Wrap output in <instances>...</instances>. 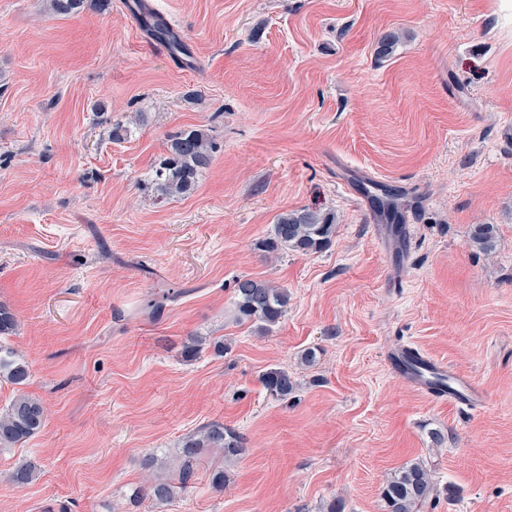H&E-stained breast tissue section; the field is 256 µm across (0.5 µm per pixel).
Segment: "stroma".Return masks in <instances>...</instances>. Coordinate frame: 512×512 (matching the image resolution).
I'll return each instance as SVG.
<instances>
[{"label":"stroma","mask_w":512,"mask_h":512,"mask_svg":"<svg viewBox=\"0 0 512 512\" xmlns=\"http://www.w3.org/2000/svg\"><path fill=\"white\" fill-rule=\"evenodd\" d=\"M54 14L0 0V302L45 428L0 449V512H386L423 461L421 512H512V33L499 0H145L188 48L163 55L129 6ZM399 32L387 57L381 36ZM128 129L109 139L114 123ZM191 128L212 161L187 196L150 186ZM403 192L380 244L365 183ZM336 217L313 253L260 249L279 214ZM493 224L485 253L471 241ZM287 289L272 331L238 321L236 279ZM183 289L156 319L140 307ZM201 352L185 358L189 338ZM224 341V354L213 345ZM411 344L471 377L481 410L433 403L386 367ZM313 362H305L306 351ZM283 368L288 398L261 383ZM219 423L187 488L184 438ZM23 461L39 468L18 487ZM223 487H214V471ZM261 382L270 395L280 399L288 398L296 388L295 379L281 368L266 370L261 375ZM200 448H223L224 453L229 456H238L243 452L240 436L230 429L224 428V425L213 423L202 431L199 437L188 436L183 441L181 447L182 456L187 459V463L180 470V486H174L167 483H157L152 486V496L159 502H168L176 493V488L184 489L192 477L193 470L189 462L198 453ZM436 496L431 470L420 461L406 463L382 489L388 512H415Z\"/></svg>","instance_id":"obj_1"}]
</instances>
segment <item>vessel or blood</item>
Instances as JSON below:
<instances>
[{"instance_id":"b4317fda","label":"vessel or blood","mask_w":512,"mask_h":512,"mask_svg":"<svg viewBox=\"0 0 512 512\" xmlns=\"http://www.w3.org/2000/svg\"><path fill=\"white\" fill-rule=\"evenodd\" d=\"M392 371L431 399L461 409L485 407L487 396L470 378L447 364L426 358L416 348L403 346L388 358Z\"/></svg>"}]
</instances>
